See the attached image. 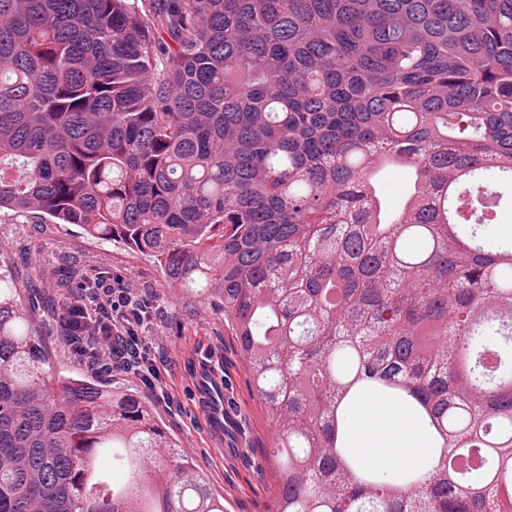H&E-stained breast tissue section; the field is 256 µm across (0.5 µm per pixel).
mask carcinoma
Instances as JSON below:
<instances>
[{
	"label": "carcinoma",
	"mask_w": 512,
	"mask_h": 512,
	"mask_svg": "<svg viewBox=\"0 0 512 512\" xmlns=\"http://www.w3.org/2000/svg\"><path fill=\"white\" fill-rule=\"evenodd\" d=\"M390 167L412 172L395 207ZM505 207L512 0H0V210L220 305L277 419L267 512H512ZM16 292L0 512H226L137 395L57 372L62 337ZM361 391L415 400L430 472L374 476L340 447Z\"/></svg>",
	"instance_id": "carcinoma-1"
}]
</instances>
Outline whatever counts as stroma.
I'll list each match as a JSON object with an SVG mask.
<instances>
[{
	"instance_id": "stroma-1",
	"label": "stroma",
	"mask_w": 512,
	"mask_h": 512,
	"mask_svg": "<svg viewBox=\"0 0 512 512\" xmlns=\"http://www.w3.org/2000/svg\"><path fill=\"white\" fill-rule=\"evenodd\" d=\"M0 274L17 286L22 304L36 293L54 295L60 280L95 276L121 280L151 307L144 330L156 367L153 384L115 365L93 368L65 343L56 347V367L74 376L89 372L114 388L137 392L181 454L206 474L229 512H264L274 438V421L250 385L223 311L195 294L170 290L157 262L147 254L92 237L75 224H37L0 211ZM214 359L239 411L242 451L233 464L213 444L206 418L191 395L198 358Z\"/></svg>"
}]
</instances>
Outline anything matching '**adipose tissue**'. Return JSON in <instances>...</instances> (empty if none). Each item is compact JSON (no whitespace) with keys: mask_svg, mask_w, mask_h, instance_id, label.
Masks as SVG:
<instances>
[{"mask_svg":"<svg viewBox=\"0 0 512 512\" xmlns=\"http://www.w3.org/2000/svg\"><path fill=\"white\" fill-rule=\"evenodd\" d=\"M347 448L365 468L388 477L428 471L437 454L410 407L370 395L349 411Z\"/></svg>","mask_w":512,"mask_h":512,"instance_id":"1","label":"adipose tissue"}]
</instances>
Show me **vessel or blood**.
Masks as SVG:
<instances>
[{"label": "vessel or blood", "instance_id": "obj_1", "mask_svg": "<svg viewBox=\"0 0 512 512\" xmlns=\"http://www.w3.org/2000/svg\"><path fill=\"white\" fill-rule=\"evenodd\" d=\"M195 394L207 418L213 441L221 447L225 459H233L239 452V419L225 398L224 376L207 366H200L195 374Z\"/></svg>", "mask_w": 512, "mask_h": 512}]
</instances>
